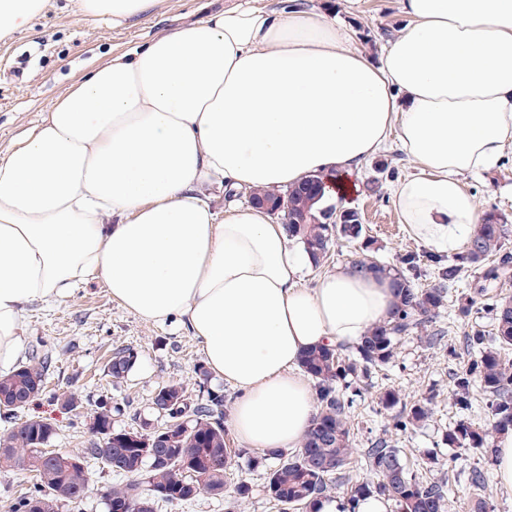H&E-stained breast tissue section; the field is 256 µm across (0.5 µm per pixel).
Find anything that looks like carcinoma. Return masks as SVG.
Masks as SVG:
<instances>
[{
  "instance_id": "carcinoma-1",
  "label": "carcinoma",
  "mask_w": 512,
  "mask_h": 512,
  "mask_svg": "<svg viewBox=\"0 0 512 512\" xmlns=\"http://www.w3.org/2000/svg\"><path fill=\"white\" fill-rule=\"evenodd\" d=\"M322 190V179L311 176L284 192L255 189L249 194L253 200L273 204L288 236L304 246L316 267L335 243L357 242L365 232L357 208L343 209L346 218L342 223L330 220L335 208L314 209L316 195ZM511 238L512 224L507 219L494 211L484 213L462 252L446 264L431 257L440 268L438 279L427 287L417 286L403 270V266L415 263L414 256L402 259L399 267L365 258L352 260V266L362 271L390 273L397 303L391 319L369 330L351 350L325 345L303 354L301 368L314 382L319 411L299 448L271 452L277 464L268 474L265 493L273 507L279 512H320V504L331 500L337 487L347 482L351 487L341 512H355V503L371 494L390 501L394 512H449V480H431L407 467L394 439L429 420L432 400L422 397L408 405L395 388L383 389L379 405L400 411L392 416L386 436L362 452L353 447L351 409L372 373L393 362L401 339L426 332L434 324L445 297L466 272L483 268L473 292L463 291L458 298V311L464 318L472 313L477 297L486 295L499 280L512 277V254L502 252L505 241ZM488 260L491 264L486 267ZM485 308L492 316L493 329L466 334L473 357L466 368L454 374L452 405L460 410L471 408L478 388L486 397L488 422L476 426L461 419L448 428L443 441L450 448L471 451L491 461V439L512 429V361L502 355L512 349V299H496ZM137 359L133 348L117 346L108 359L107 372L120 381ZM54 363L52 352L39 344L32 347L26 360L0 375V412L12 421L0 434V473L31 475L29 484L9 500V512H78L91 480L90 459L104 470L127 477L107 488L106 512H141L144 503L153 506L161 500L180 504L204 493L222 497L228 491L227 470L238 453L232 452L225 440L223 391L202 385L199 394L193 396L178 381L156 390L152 403L166 400L169 406L156 425L164 437L159 453L165 459L155 463L141 451L139 430L114 427L113 416L120 408L110 401L99 399L86 408L73 394H47V375ZM44 400L72 414L73 428L90 433L96 441L76 455L44 451L56 435V424L30 413ZM360 454L378 481L353 478L351 472ZM469 487L472 512H492L483 470H472Z\"/></svg>"
}]
</instances>
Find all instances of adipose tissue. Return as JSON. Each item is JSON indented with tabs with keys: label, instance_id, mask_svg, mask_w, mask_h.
I'll return each instance as SVG.
<instances>
[{
	"label": "adipose tissue",
	"instance_id": "1",
	"mask_svg": "<svg viewBox=\"0 0 512 512\" xmlns=\"http://www.w3.org/2000/svg\"><path fill=\"white\" fill-rule=\"evenodd\" d=\"M158 0H80L121 22ZM46 0H0V38ZM406 19L372 60L330 11L236 0L91 67L0 154V369L21 356L36 301L103 284L143 320L186 329L239 391L235 435L300 445L317 413L302 354L387 322L392 280L312 260L264 210L216 214L203 192L285 189L351 175L395 141L416 170L392 189L411 239L462 250L481 214L461 182L512 146V0H399Z\"/></svg>",
	"mask_w": 512,
	"mask_h": 512
}]
</instances>
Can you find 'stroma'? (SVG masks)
<instances>
[{
    "mask_svg": "<svg viewBox=\"0 0 512 512\" xmlns=\"http://www.w3.org/2000/svg\"><path fill=\"white\" fill-rule=\"evenodd\" d=\"M228 0H164L152 14L112 22L108 17L86 15L79 0H46L41 14L27 30L0 39V151L41 124L54 102L92 64L112 55L144 45L154 36L178 25L203 19L207 13L223 9ZM308 7L334 11L372 57H380L405 18L398 0H359L350 10L346 0H306ZM415 170L413 161L388 144L362 167L356 177L351 202L364 213L366 236L357 243L332 247L330 257L311 269L305 284L314 287L323 274L350 263L358 255L384 265L398 264L408 253L420 265L418 285L431 283L435 269L429 252L412 240L405 230L388 229L400 216L393 207L389 190L394 181ZM466 190L480 211L496 212L512 221V149L496 167L463 176ZM457 293L444 301L435 326L444 333V342L429 346L409 335L399 343L394 363L375 372L352 409L355 447H367L370 439L382 436L391 424L390 412L381 410L377 396L381 388L398 389L404 402L431 397L433 414L424 425L399 434L397 446L404 462L413 469L429 465L432 478H449L453 512H467V476L476 459L467 451H451L442 442L449 425L466 419L485 425L487 412L483 394H476L469 411L459 412L451 403V376L470 360L463 347L467 332L491 330L487 311L462 319L457 315ZM25 345L45 342L55 348L57 360L47 379L53 391L73 392L83 402L110 398L121 412L114 418L118 427L138 428L141 420H155L150 398L158 386L177 380L195 393L200 383L223 390L227 405H234L239 392L216 376L200 380L198 365L204 364L199 341L184 330L140 319L114 301L103 286L90 283L77 289L60 303L29 306L23 328ZM131 346L138 352L135 367L122 382L106 374V363L114 347ZM230 447L240 452L237 465L230 469L231 481L245 480L252 488L237 512H275L265 492L267 475L275 459L248 448L229 435ZM456 464H449V456Z\"/></svg>",
    "mask_w": 512,
    "mask_h": 512,
    "instance_id": "35a3bbf8",
    "label": "stroma"
}]
</instances>
